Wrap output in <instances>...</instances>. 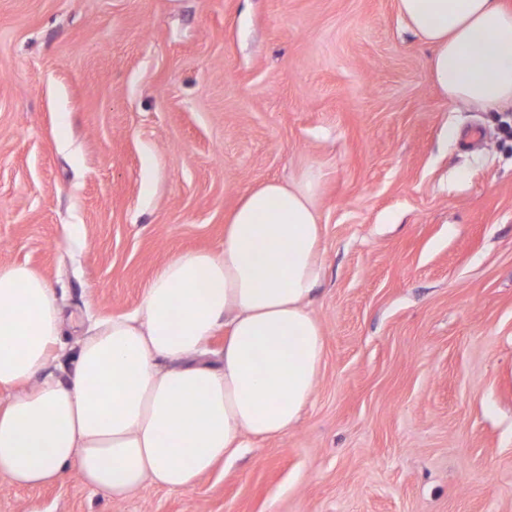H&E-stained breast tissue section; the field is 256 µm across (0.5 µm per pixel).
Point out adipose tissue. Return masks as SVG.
I'll use <instances>...</instances> for the list:
<instances>
[{
	"label": "adipose tissue",
	"instance_id": "1",
	"mask_svg": "<svg viewBox=\"0 0 512 512\" xmlns=\"http://www.w3.org/2000/svg\"><path fill=\"white\" fill-rule=\"evenodd\" d=\"M432 50L450 103H512V0H397ZM317 181L249 189L213 250L179 252L132 314L94 321L72 346L56 294L22 264L0 267V476L19 487L84 484L121 499L144 483L191 489L248 438L298 421L325 354L309 305L324 268ZM224 332L219 363L207 346Z\"/></svg>",
	"mask_w": 512,
	"mask_h": 512
}]
</instances>
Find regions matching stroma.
<instances>
[{
    "label": "stroma",
    "mask_w": 512,
    "mask_h": 512,
    "mask_svg": "<svg viewBox=\"0 0 512 512\" xmlns=\"http://www.w3.org/2000/svg\"><path fill=\"white\" fill-rule=\"evenodd\" d=\"M396 0H0V266L72 344L243 194L319 176L325 357L187 491L74 471L0 512H512V105L449 104Z\"/></svg>",
    "instance_id": "35a3bbf8"
}]
</instances>
